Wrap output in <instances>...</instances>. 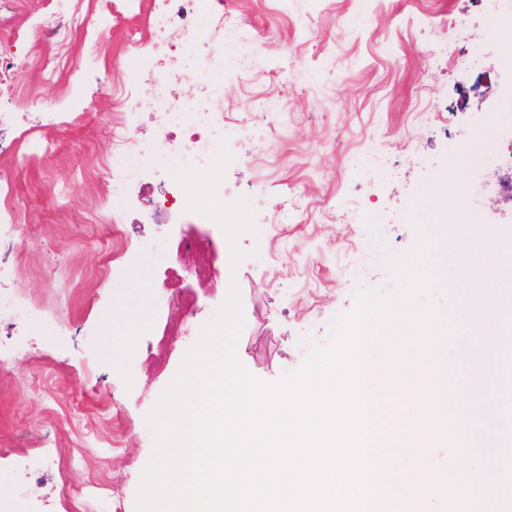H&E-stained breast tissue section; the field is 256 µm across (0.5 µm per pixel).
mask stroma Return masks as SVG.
I'll return each mask as SVG.
<instances>
[{
    "label": "stroma",
    "instance_id": "stroma-1",
    "mask_svg": "<svg viewBox=\"0 0 512 512\" xmlns=\"http://www.w3.org/2000/svg\"><path fill=\"white\" fill-rule=\"evenodd\" d=\"M458 19L467 51L435 63L431 43L446 40ZM72 23V39L45 44V28ZM0 27L22 35L0 54L28 79L21 107L16 88L0 84V113L15 115L0 124V172L15 175L31 226L0 250V264L19 270L0 281V294L28 309L0 326V342L21 351L0 368V496L19 486L16 512H67L71 490L98 477L122 512H136L153 454L145 417L226 298L225 281L201 271L223 264L225 234L193 211L174 220L160 213L165 187L156 176L133 185L120 211L125 256L107 265L77 241L105 231L96 212L112 200L104 168L114 100L149 98V78L129 84L128 67H181V40L151 44L134 15L113 26L105 0H77L63 17L49 15L47 0H0ZM496 27L492 7L474 0H224L197 16L199 38L222 32L257 50L258 69L224 83L226 124L265 95L288 103L265 132L272 153L228 137L233 160L218 190L223 202L244 197L255 211V232L237 240L246 257L235 279L242 364L257 380L271 384L299 369L301 337L325 338L332 319L354 308L356 287L397 290L383 258L414 245L406 216L415 204L421 216L431 213L426 188L442 186L449 203L512 230V202L486 177L505 167L512 142L499 140L467 168L453 150L489 113L512 129V72L499 65ZM104 29L105 42L95 37ZM435 93L448 109L429 122L424 109ZM49 112L70 114L69 124L46 128L19 164L21 131ZM376 151L396 162L397 177L369 165ZM294 187L303 208L276 223L275 207ZM188 239L204 240L206 250L185 248ZM357 247L373 258L363 271L353 263ZM156 292L172 302L150 305Z\"/></svg>",
    "mask_w": 512,
    "mask_h": 512
}]
</instances>
